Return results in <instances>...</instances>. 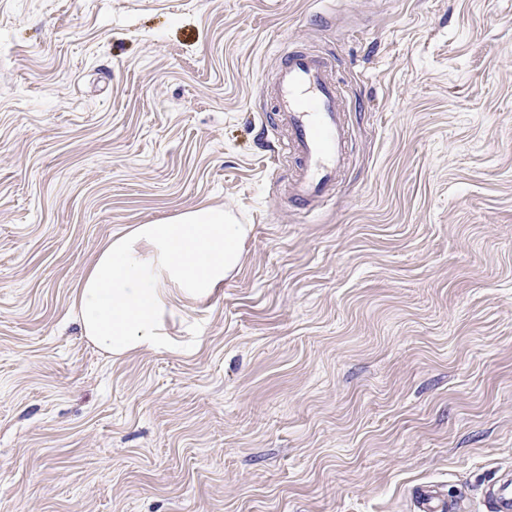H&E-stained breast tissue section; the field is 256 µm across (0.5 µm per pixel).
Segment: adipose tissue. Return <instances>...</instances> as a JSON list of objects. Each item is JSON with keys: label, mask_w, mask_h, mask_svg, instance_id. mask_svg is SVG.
Segmentation results:
<instances>
[{"label": "adipose tissue", "mask_w": 512, "mask_h": 512, "mask_svg": "<svg viewBox=\"0 0 512 512\" xmlns=\"http://www.w3.org/2000/svg\"><path fill=\"white\" fill-rule=\"evenodd\" d=\"M247 225L196 208L113 234L87 268L72 308L103 353L153 348L181 303L208 300L237 268Z\"/></svg>", "instance_id": "ef3b65f1"}]
</instances>
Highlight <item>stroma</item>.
Segmentation results:
<instances>
[{
    "label": "stroma",
    "mask_w": 512,
    "mask_h": 512,
    "mask_svg": "<svg viewBox=\"0 0 512 512\" xmlns=\"http://www.w3.org/2000/svg\"><path fill=\"white\" fill-rule=\"evenodd\" d=\"M349 126L288 200V53ZM249 225L166 342L70 304L119 231ZM512 476V0H0V512H491Z\"/></svg>",
    "instance_id": "obj_1"
}]
</instances>
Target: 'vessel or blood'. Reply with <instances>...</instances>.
Here are the masks:
<instances>
[{"instance_id":"1","label":"vessel or blood","mask_w":512,"mask_h":512,"mask_svg":"<svg viewBox=\"0 0 512 512\" xmlns=\"http://www.w3.org/2000/svg\"><path fill=\"white\" fill-rule=\"evenodd\" d=\"M273 94L277 122L288 134L285 149L296 163L288 198L308 208L335 193L346 165L349 128L338 90L324 61L295 50L278 72Z\"/></svg>"}]
</instances>
